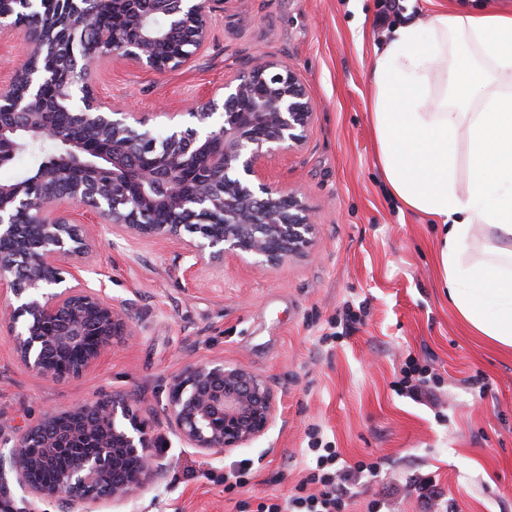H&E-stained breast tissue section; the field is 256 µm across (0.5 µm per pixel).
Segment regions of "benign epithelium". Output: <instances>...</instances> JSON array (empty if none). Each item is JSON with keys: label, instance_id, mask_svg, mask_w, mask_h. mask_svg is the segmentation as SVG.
I'll use <instances>...</instances> for the list:
<instances>
[{"label": "benign epithelium", "instance_id": "1", "mask_svg": "<svg viewBox=\"0 0 512 512\" xmlns=\"http://www.w3.org/2000/svg\"><path fill=\"white\" fill-rule=\"evenodd\" d=\"M231 0H108L131 23L99 28L82 0H0V29L17 27L33 45L0 86V164L33 140L57 154L33 178L0 183V311L16 358L55 380L92 370L111 342H131L132 304L91 288L84 273L97 252L79 208L112 235L176 240L190 273L203 260L234 256L273 266L310 253L315 225L305 193L268 184L267 158L301 147L314 119L307 88L291 67L256 61L188 115L135 112L95 93L91 68L63 66L87 48L155 72L187 65L209 36L213 13ZM167 134L155 135L154 119ZM141 398L117 393L49 411L11 438H0V512H65L119 506L166 482L157 438ZM169 432L210 455L247 448L276 420L277 396L261 375L222 358L190 363L169 383L162 407Z\"/></svg>", "mask_w": 512, "mask_h": 512}]
</instances>
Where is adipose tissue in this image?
<instances>
[{"label":"adipose tissue","mask_w":512,"mask_h":512,"mask_svg":"<svg viewBox=\"0 0 512 512\" xmlns=\"http://www.w3.org/2000/svg\"><path fill=\"white\" fill-rule=\"evenodd\" d=\"M442 90L432 94L433 78ZM371 120L390 195L443 227L441 275L466 326L512 349V15L440 10L392 30ZM473 175L467 192L460 168ZM488 257L461 260L477 229Z\"/></svg>","instance_id":"obj_1"}]
</instances>
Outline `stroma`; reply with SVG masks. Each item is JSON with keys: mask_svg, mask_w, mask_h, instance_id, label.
<instances>
[{"mask_svg": "<svg viewBox=\"0 0 512 512\" xmlns=\"http://www.w3.org/2000/svg\"><path fill=\"white\" fill-rule=\"evenodd\" d=\"M464 1L512 11V0H400L380 27L386 0H229L184 67L97 61L98 96L141 112L187 111L258 60L291 65L316 112L303 147L272 157L265 176L278 189L303 188L315 245L262 270L230 256L188 277L178 243L95 226L87 278L135 301L138 336L113 344L89 376L58 382L18 363L0 333V435L48 409L138 391L155 409L148 426L165 445L169 478L103 512H260L305 477L312 427L346 464H379L354 486L348 512H370L377 500L387 512H512V352L474 335L449 304L442 227L388 195L370 119L373 61L391 27ZM347 301L366 313L337 340ZM409 356L439 376L420 402L392 386ZM217 357L265 376L279 402L264 437L220 457L181 447L161 415L171 376ZM423 481L439 499L420 497Z\"/></svg>", "mask_w": 512, "mask_h": 512, "instance_id": "35a3bbf8", "label": "stroma"}]
</instances>
